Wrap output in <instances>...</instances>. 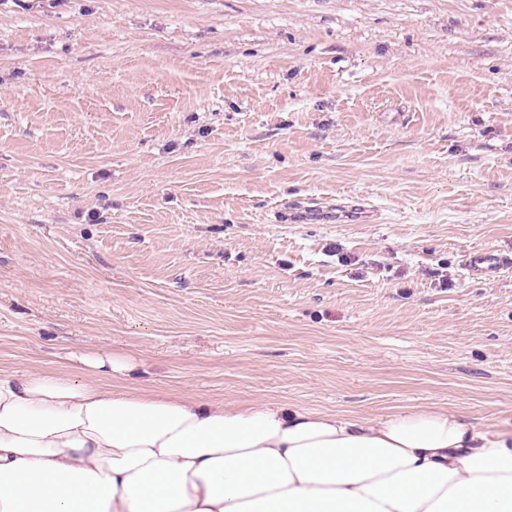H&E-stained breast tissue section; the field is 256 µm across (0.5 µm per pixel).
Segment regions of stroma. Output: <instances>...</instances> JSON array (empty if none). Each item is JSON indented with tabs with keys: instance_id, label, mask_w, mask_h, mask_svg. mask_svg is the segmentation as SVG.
<instances>
[{
	"instance_id": "obj_1",
	"label": "stroma",
	"mask_w": 512,
	"mask_h": 512,
	"mask_svg": "<svg viewBox=\"0 0 512 512\" xmlns=\"http://www.w3.org/2000/svg\"><path fill=\"white\" fill-rule=\"evenodd\" d=\"M339 195L372 221L296 210ZM512 0H0V369L512 428ZM512 266V258L494 252H477L469 257L466 271L470 276H497Z\"/></svg>"
}]
</instances>
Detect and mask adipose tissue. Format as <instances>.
<instances>
[{
	"instance_id": "adipose-tissue-1",
	"label": "adipose tissue",
	"mask_w": 512,
	"mask_h": 512,
	"mask_svg": "<svg viewBox=\"0 0 512 512\" xmlns=\"http://www.w3.org/2000/svg\"><path fill=\"white\" fill-rule=\"evenodd\" d=\"M0 370V512H512V430L441 408L371 420Z\"/></svg>"
}]
</instances>
